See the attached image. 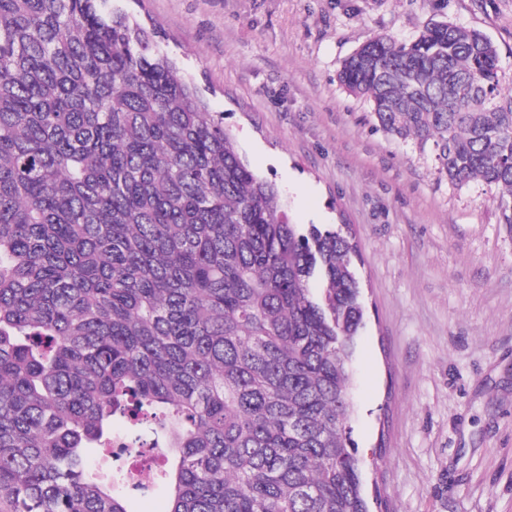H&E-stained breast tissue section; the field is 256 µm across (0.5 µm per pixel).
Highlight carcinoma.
Segmentation results:
<instances>
[{"instance_id": "carcinoma-1", "label": "carcinoma", "mask_w": 512, "mask_h": 512, "mask_svg": "<svg viewBox=\"0 0 512 512\" xmlns=\"http://www.w3.org/2000/svg\"><path fill=\"white\" fill-rule=\"evenodd\" d=\"M158 38L112 0H0V512H128V469L91 466L114 440L161 452L168 512H369L351 232L288 222ZM498 63L432 21L338 79L512 226Z\"/></svg>"}]
</instances>
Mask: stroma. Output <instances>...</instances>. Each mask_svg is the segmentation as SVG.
<instances>
[{"mask_svg": "<svg viewBox=\"0 0 512 512\" xmlns=\"http://www.w3.org/2000/svg\"><path fill=\"white\" fill-rule=\"evenodd\" d=\"M222 115L293 224L351 225L365 328L352 438L389 512H512V228L497 189L379 128L342 61L446 20L512 88V0H114Z\"/></svg>", "mask_w": 512, "mask_h": 512, "instance_id": "1", "label": "stroma"}]
</instances>
